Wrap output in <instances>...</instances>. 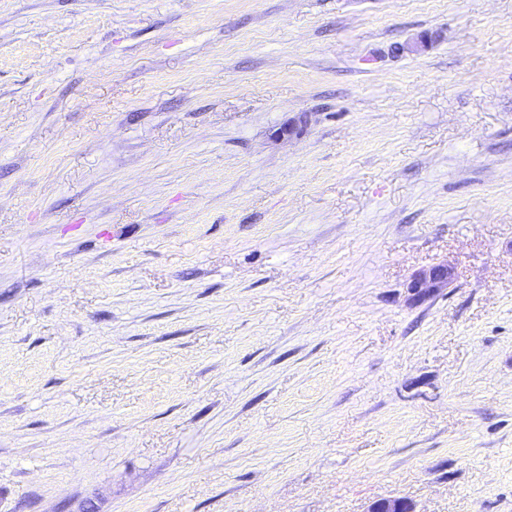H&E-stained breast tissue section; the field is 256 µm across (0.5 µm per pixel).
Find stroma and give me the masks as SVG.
<instances>
[{"label": "stroma", "mask_w": 512, "mask_h": 512, "mask_svg": "<svg viewBox=\"0 0 512 512\" xmlns=\"http://www.w3.org/2000/svg\"><path fill=\"white\" fill-rule=\"evenodd\" d=\"M384 498L512 512V0H0V512ZM455 269L446 264H437L415 272L408 290L412 300L420 301L427 296L448 288L455 279Z\"/></svg>", "instance_id": "35a3bbf8"}]
</instances>
